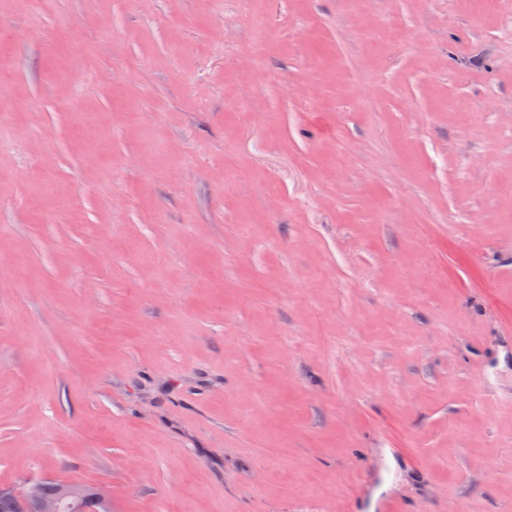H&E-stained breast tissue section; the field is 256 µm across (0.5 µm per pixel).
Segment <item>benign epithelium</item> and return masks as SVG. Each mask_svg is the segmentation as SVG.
<instances>
[{
    "label": "benign epithelium",
    "instance_id": "benign-epithelium-1",
    "mask_svg": "<svg viewBox=\"0 0 512 512\" xmlns=\"http://www.w3.org/2000/svg\"><path fill=\"white\" fill-rule=\"evenodd\" d=\"M0 496L15 500L18 512H82L86 509L85 486L69 481H57L52 497L41 493L40 481L28 478L20 485H0Z\"/></svg>",
    "mask_w": 512,
    "mask_h": 512
}]
</instances>
